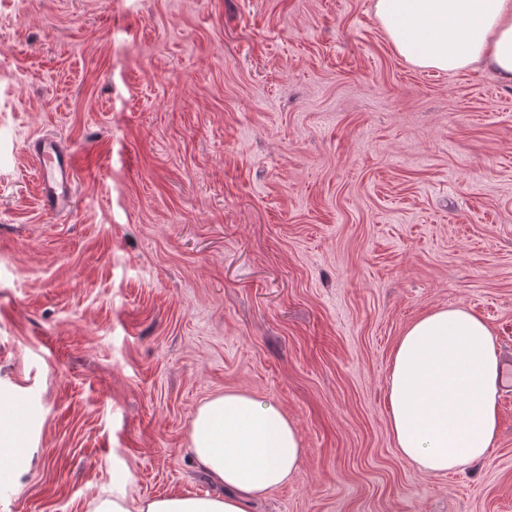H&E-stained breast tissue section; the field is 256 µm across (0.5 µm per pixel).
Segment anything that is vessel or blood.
I'll use <instances>...</instances> for the list:
<instances>
[{"label": "vessel or blood", "mask_w": 512, "mask_h": 512, "mask_svg": "<svg viewBox=\"0 0 512 512\" xmlns=\"http://www.w3.org/2000/svg\"><path fill=\"white\" fill-rule=\"evenodd\" d=\"M29 149L37 165L42 205L58 209L68 195V186L75 170L72 151L62 149L59 142L43 135L31 141Z\"/></svg>", "instance_id": "vessel-or-blood-1"}]
</instances>
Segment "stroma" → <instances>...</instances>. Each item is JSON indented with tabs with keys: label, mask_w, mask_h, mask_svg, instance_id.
Listing matches in <instances>:
<instances>
[{
	"label": "stroma",
	"mask_w": 512,
	"mask_h": 512,
	"mask_svg": "<svg viewBox=\"0 0 512 512\" xmlns=\"http://www.w3.org/2000/svg\"><path fill=\"white\" fill-rule=\"evenodd\" d=\"M374 0H0V396L36 452L0 512L216 494L194 410L277 403L305 455L249 512H512L487 462L402 458L386 401L421 317L512 365V84L400 56ZM79 156L44 211L29 142Z\"/></svg>",
	"instance_id": "1"
}]
</instances>
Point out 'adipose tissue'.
I'll return each mask as SVG.
<instances>
[{
  "label": "adipose tissue",
  "instance_id": "adipose-tissue-1",
  "mask_svg": "<svg viewBox=\"0 0 512 512\" xmlns=\"http://www.w3.org/2000/svg\"><path fill=\"white\" fill-rule=\"evenodd\" d=\"M374 9L413 64L456 73L481 62L512 84V0H375ZM503 374L491 332L473 313L448 307L413 323L388 378L390 429L401 456L438 474L483 461L499 431ZM188 447L224 494L134 504L123 494L101 495L93 512H248L253 500L287 483L303 455L278 404L232 391L197 407Z\"/></svg>",
  "mask_w": 512,
  "mask_h": 512
}]
</instances>
